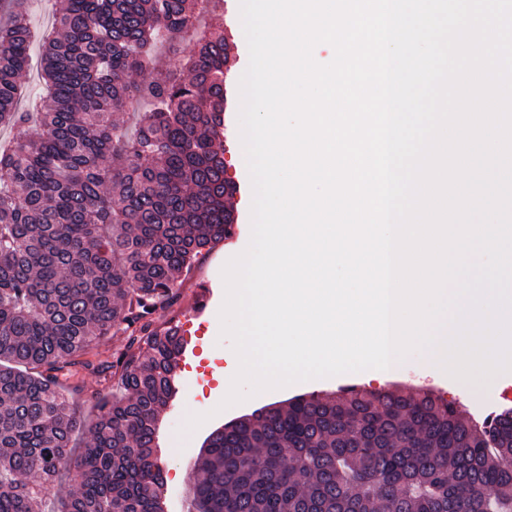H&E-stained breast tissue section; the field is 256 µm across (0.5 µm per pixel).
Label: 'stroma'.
Instances as JSON below:
<instances>
[{"label":"stroma","instance_id":"obj_1","mask_svg":"<svg viewBox=\"0 0 512 512\" xmlns=\"http://www.w3.org/2000/svg\"><path fill=\"white\" fill-rule=\"evenodd\" d=\"M224 24L232 30L237 66L227 83L233 103L226 114L224 127V159L227 175L239 187L235 198V222L238 236L230 243L220 242L213 248L203 250L194 260L186 275L180 299L165 313L166 319L177 324L185 335L188 349L180 363L177 376L178 390L171 405L161 418L159 443L163 472L166 477L167 512H185L186 495L195 476L194 463L199 456L206 438L217 428L243 415L271 404H281L296 395L308 393L332 394L347 387L376 391L383 389L416 392L430 388L440 392L455 403L463 414L487 415L495 404L501 402V391L512 385V372L497 376L493 392L474 390L460 392L454 378L440 367H428L423 355L411 353L403 367L393 375H379L366 370L330 378L314 379L295 383L283 389L260 393L238 405L221 408L224 398V380L231 377L233 367L224 359L213 358L214 349H230L231 341L221 334L219 311L224 302V283L221 271L226 262L242 253L251 236V182L247 166L236 164L240 149L238 114L240 105L236 98L239 80L249 62L248 46L239 15V0H224ZM210 283L214 297L204 318H197L195 307L200 298L199 289L203 283ZM203 414L207 420L195 431L185 429L188 415Z\"/></svg>","mask_w":512,"mask_h":512}]
</instances>
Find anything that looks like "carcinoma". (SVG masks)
I'll return each mask as SVG.
<instances>
[{
  "mask_svg": "<svg viewBox=\"0 0 512 512\" xmlns=\"http://www.w3.org/2000/svg\"><path fill=\"white\" fill-rule=\"evenodd\" d=\"M24 2L0 0V128L38 117L0 144V512H44L30 480L69 475L60 512H164L157 424L185 340L154 315L233 223L224 26L164 71L159 33L179 46L199 0H58L25 112ZM143 98L128 137L117 114ZM118 326L129 346L110 358L98 342ZM84 373L120 387L90 420L70 400ZM202 455L191 512H512V409L482 430L432 390L297 395L213 431Z\"/></svg>",
  "mask_w": 512,
  "mask_h": 512,
  "instance_id": "cac0c4a2",
  "label": "carcinoma"
}]
</instances>
